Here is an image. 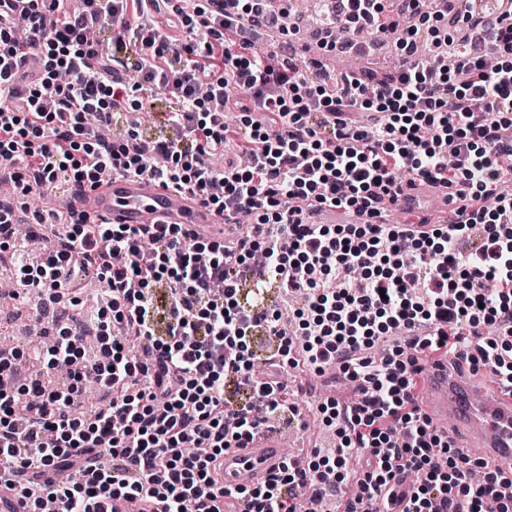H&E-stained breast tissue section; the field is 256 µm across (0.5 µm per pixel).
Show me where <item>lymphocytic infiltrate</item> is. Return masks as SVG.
I'll use <instances>...</instances> for the list:
<instances>
[{
	"instance_id": "obj_1",
	"label": "lymphocytic infiltrate",
	"mask_w": 512,
	"mask_h": 512,
	"mask_svg": "<svg viewBox=\"0 0 512 512\" xmlns=\"http://www.w3.org/2000/svg\"><path fill=\"white\" fill-rule=\"evenodd\" d=\"M28 0L0 27V250L14 255V303L28 291L42 307L58 304L51 346L0 347V486L24 512H90L114 493L160 499L161 512H224L228 492L211 475L227 448L291 405L274 377L255 373L252 335L264 327L280 367L300 350L308 368L333 366L360 381L358 399L333 400L318 412L335 428L338 448L300 470L290 462L255 487L239 486L244 512H291L304 491L335 496L350 458L362 462L344 512L378 500L395 512H512L492 500L503 469H479L447 437L428 433L417 404L422 371L409 350L427 349L487 368L512 386V343L485 337L512 330V0L498 16L447 0L465 32L447 52L433 30L431 64L415 45L432 15L404 0L393 15L385 0L323 6L322 49L336 31L400 32L401 67L388 75L361 69L330 79L319 64L298 67L256 48L277 24L271 0H225L222 10L186 12L174 0ZM167 12L169 25L154 16ZM120 21L113 44L89 32ZM200 33L179 45L172 28ZM496 45L486 70L474 33ZM163 90L173 101L170 134L146 140L132 128L112 131V115L143 109L135 92ZM242 90L239 105L228 87ZM241 112L240 151L248 166H217ZM366 115L365 122L355 113ZM94 115L102 137L86 123ZM160 179L198 193L204 207L250 230L233 245L188 233L181 224L136 228L60 210L29 211L35 224H66L40 260L19 248L15 226L29 196L63 183L76 190L104 174ZM446 189L454 201L447 230L409 235L381 223L405 192L403 176ZM311 207L367 214L361 224H315ZM482 225L478 249L457 240ZM281 287L307 297L293 332L279 312L250 320L237 304L255 258ZM178 283L166 338L156 336L153 289ZM106 301L85 314L86 282ZM400 327L404 344L381 358L369 351ZM94 336L98 354L87 357ZM237 381L249 400L224 397Z\"/></svg>"
}]
</instances>
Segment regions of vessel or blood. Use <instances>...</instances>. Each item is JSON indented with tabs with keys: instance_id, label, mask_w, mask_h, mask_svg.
<instances>
[{
	"instance_id": "obj_1",
	"label": "vessel or blood",
	"mask_w": 512,
	"mask_h": 512,
	"mask_svg": "<svg viewBox=\"0 0 512 512\" xmlns=\"http://www.w3.org/2000/svg\"><path fill=\"white\" fill-rule=\"evenodd\" d=\"M84 208L115 224H185L193 233L225 238L233 225L211 213L192 194L148 179L108 176L84 191ZM423 413L432 428L450 422L453 434L473 439L471 456L487 468L512 465V388L491 380L475 390L450 360L433 359L423 367ZM309 451L288 455L279 430L262 428L251 439L225 452L219 477L233 490L243 478L259 483L285 458L306 466ZM153 499L115 496L93 505V512H158Z\"/></svg>"
}]
</instances>
